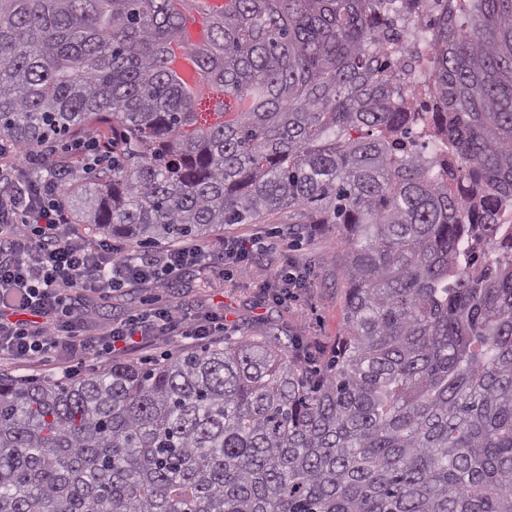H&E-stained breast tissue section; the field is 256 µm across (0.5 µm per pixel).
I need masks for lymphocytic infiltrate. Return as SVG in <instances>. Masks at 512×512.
I'll use <instances>...</instances> for the list:
<instances>
[{
    "label": "lymphocytic infiltrate",
    "mask_w": 512,
    "mask_h": 512,
    "mask_svg": "<svg viewBox=\"0 0 512 512\" xmlns=\"http://www.w3.org/2000/svg\"><path fill=\"white\" fill-rule=\"evenodd\" d=\"M208 257L199 245L136 258L110 241L89 242L62 205L56 178L1 179L0 358L26 365L97 349L117 353L172 333L201 339L217 335L224 330L222 317L200 322L149 307L94 337L87 330L93 312L78 305L87 290L107 295L141 283L167 287Z\"/></svg>",
    "instance_id": "obj_1"
}]
</instances>
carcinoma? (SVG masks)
<instances>
[{
  "instance_id": "obj_1",
  "label": "carcinoma",
  "mask_w": 512,
  "mask_h": 512,
  "mask_svg": "<svg viewBox=\"0 0 512 512\" xmlns=\"http://www.w3.org/2000/svg\"><path fill=\"white\" fill-rule=\"evenodd\" d=\"M439 117L395 86L422 0H0V138L99 125L76 221L146 248L344 235L311 369L243 336L83 378L0 373V512H512V0H445Z\"/></svg>"
}]
</instances>
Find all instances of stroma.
Listing matches in <instances>:
<instances>
[{"instance_id": "stroma-1", "label": "stroma", "mask_w": 512, "mask_h": 512, "mask_svg": "<svg viewBox=\"0 0 512 512\" xmlns=\"http://www.w3.org/2000/svg\"><path fill=\"white\" fill-rule=\"evenodd\" d=\"M99 130L87 128L66 140L45 145L34 165H20L18 181L48 176L61 171L65 161H77L80 145L99 137ZM254 241L247 269L239 270L215 260L208 268H194L167 288L134 286L104 298L83 296L84 306L94 309L92 334L106 331L115 321L143 307L177 306L179 312L202 315L217 311L224 315L225 338L247 333L255 337L266 331L291 336L301 351L310 353L317 366L331 358L336 338L343 331L344 291L336 286V264L345 258L343 238L331 226L305 232L284 224H235L223 235L206 239L207 247L219 246L223 239ZM302 267L307 287L287 297L278 286L277 273L285 261Z\"/></svg>"}]
</instances>
